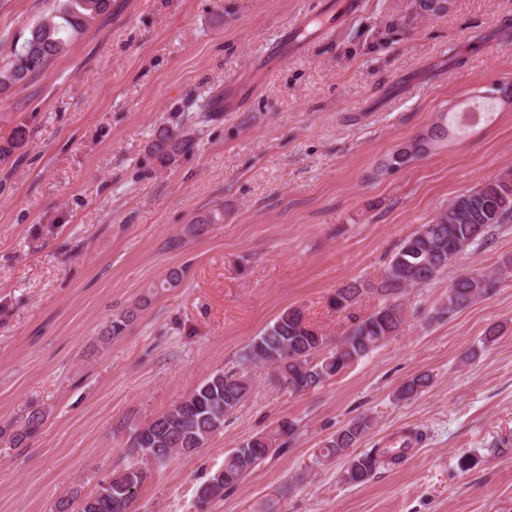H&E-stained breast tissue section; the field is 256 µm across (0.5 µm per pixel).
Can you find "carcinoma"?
Masks as SVG:
<instances>
[{"instance_id":"1","label":"carcinoma","mask_w":512,"mask_h":512,"mask_svg":"<svg viewBox=\"0 0 512 512\" xmlns=\"http://www.w3.org/2000/svg\"><path fill=\"white\" fill-rule=\"evenodd\" d=\"M109 7L110 0H57L53 13L30 27L29 36L0 66V94L43 69ZM448 121V114H441L426 133L393 152L383 164L384 171L400 169L427 154L426 146L431 140L448 132ZM26 139V129L14 127L7 138L0 140V162L9 160ZM193 145V139L181 127L164 124L153 133L149 151L159 165L168 167L191 151ZM511 223L512 173H506L455 197L434 219L406 238L378 284L355 281L336 290L332 297V305L343 312L357 295L372 291L381 296V303L388 304L385 312L349 316L350 326L344 336L329 349L326 337L307 324L299 310L286 309L245 347L242 363L273 367L275 379L293 391L319 388L403 331L406 316L401 295L407 289L430 284L459 255L486 243L493 228ZM493 282L494 277L481 270L458 274L448 288L446 313L452 314L475 298L488 295ZM136 317V310L131 308L114 315L105 335H123ZM429 382L427 375L409 380L399 390L398 398H413ZM251 389L249 373L217 371L168 411L135 428L128 454L138 462L99 483L94 494L82 499L78 512H131L151 467L164 463L174 453L190 455L204 447L213 434L224 428L226 418ZM370 429L371 418L367 416L349 424L329 441L328 454L346 452ZM295 431L293 421L282 420L227 454L223 468L198 490V508L202 510L212 500L223 497L248 470L285 445ZM404 454L403 448H373L353 458L343 481L364 484L378 468L402 462Z\"/></svg>"}]
</instances>
